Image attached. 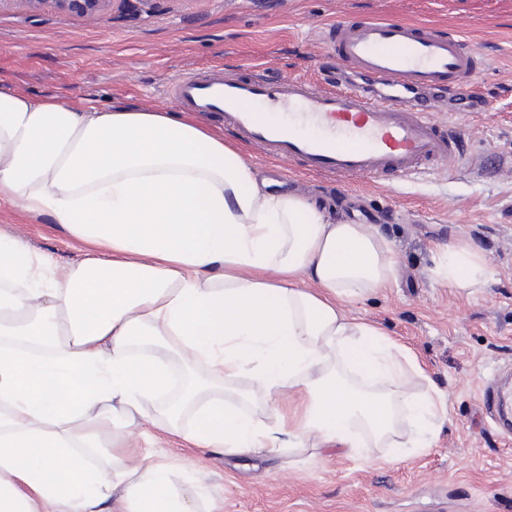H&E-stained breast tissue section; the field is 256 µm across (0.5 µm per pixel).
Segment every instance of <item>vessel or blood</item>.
<instances>
[{
	"label": "vessel or blood",
	"mask_w": 512,
	"mask_h": 512,
	"mask_svg": "<svg viewBox=\"0 0 512 512\" xmlns=\"http://www.w3.org/2000/svg\"><path fill=\"white\" fill-rule=\"evenodd\" d=\"M325 36L338 64L365 84L271 82L255 72L228 77L213 69L173 79L166 95L184 110L222 115L225 126L265 157L300 160L312 173L398 179L459 155L457 131L429 114L444 92L471 101L481 58L467 39L429 24L378 18L337 19ZM306 127L315 135H303ZM482 401L493 419L512 412V392L497 386H487Z\"/></svg>",
	"instance_id": "b4317fda"
}]
</instances>
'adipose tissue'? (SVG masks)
I'll return each mask as SVG.
<instances>
[{"label":"adipose tissue","mask_w":512,"mask_h":512,"mask_svg":"<svg viewBox=\"0 0 512 512\" xmlns=\"http://www.w3.org/2000/svg\"><path fill=\"white\" fill-rule=\"evenodd\" d=\"M2 200L89 251L60 269L0 236V512H222L195 464L177 486L141 452V402L173 391L182 365L211 380L186 387L177 435L196 448L368 461L427 446L438 391L413 392L414 354L346 310L392 282L389 242L266 190L175 112L73 109L0 84ZM436 273L476 288L490 270L458 245ZM241 378L266 420L225 400Z\"/></svg>","instance_id":"adipose-tissue-1"}]
</instances>
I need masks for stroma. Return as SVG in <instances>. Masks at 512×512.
Wrapping results in <instances>:
<instances>
[{
  "mask_svg": "<svg viewBox=\"0 0 512 512\" xmlns=\"http://www.w3.org/2000/svg\"><path fill=\"white\" fill-rule=\"evenodd\" d=\"M341 17H374L454 29L485 57L472 85L480 107L440 103L431 118L457 127L468 147L455 165L421 167L402 178L336 180L296 162L265 159L220 117L185 118L223 139L270 180L272 191L318 204L335 222L370 223L399 258L394 282L352 304L411 348L446 398L429 448L401 461L346 458L308 449L281 458L265 451L227 455L166 434L164 400L143 407L144 443L154 459L196 463L223 512H512V434L482 415L481 389L512 374V0H108L95 12L52 0H0V82L34 98L80 109H173L176 77L214 66L238 74L255 65L272 81L321 82L332 70L324 30ZM0 234L64 268L85 244L46 213L0 202ZM465 243L492 276L481 288H451L434 269Z\"/></svg>",
  "mask_w": 512,
  "mask_h": 512,
  "instance_id": "stroma-1",
  "label": "stroma"
}]
</instances>
